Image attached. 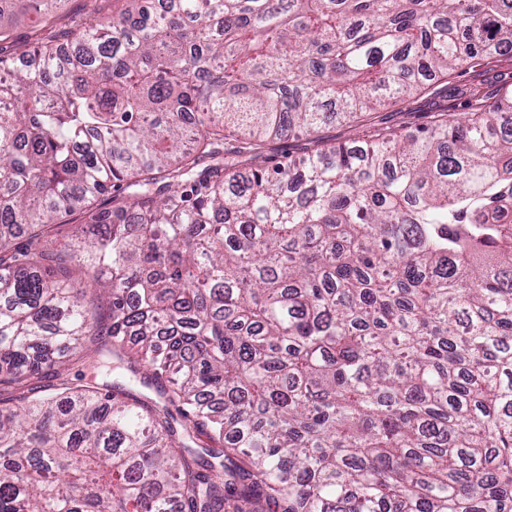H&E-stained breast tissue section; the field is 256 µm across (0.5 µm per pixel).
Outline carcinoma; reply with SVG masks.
<instances>
[{
  "instance_id": "1",
  "label": "carcinoma",
  "mask_w": 512,
  "mask_h": 512,
  "mask_svg": "<svg viewBox=\"0 0 512 512\" xmlns=\"http://www.w3.org/2000/svg\"><path fill=\"white\" fill-rule=\"evenodd\" d=\"M477 57L512 0H112L0 57V512H512V90L321 138ZM92 336L162 399L62 379ZM361 123L353 124H333L326 126L324 129V136L328 139V144L335 142L336 145L339 143H348L358 139V134H362L364 127ZM278 149L271 150L268 149L267 153L269 154L271 158V162L268 164L269 167L273 166L275 163L279 162L280 160H283L282 155L284 153H289V155H292L293 158H299L304 155V153L307 151L306 148L311 147V145L305 141L304 139H287L281 142H277L275 144Z\"/></svg>"
}]
</instances>
